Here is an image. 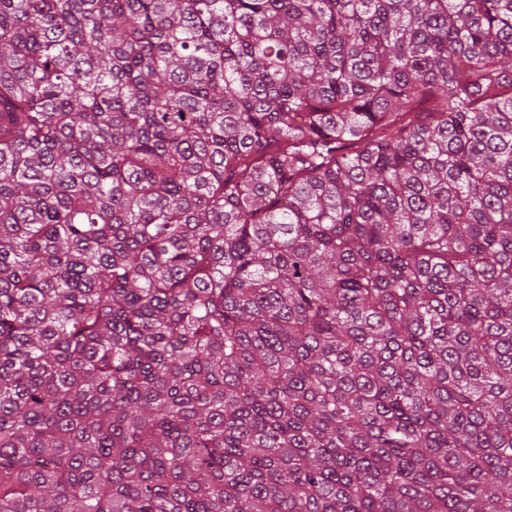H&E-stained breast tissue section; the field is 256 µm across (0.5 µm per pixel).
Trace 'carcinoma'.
<instances>
[{"mask_svg": "<svg viewBox=\"0 0 512 512\" xmlns=\"http://www.w3.org/2000/svg\"><path fill=\"white\" fill-rule=\"evenodd\" d=\"M0 512H512V0H0Z\"/></svg>", "mask_w": 512, "mask_h": 512, "instance_id": "carcinoma-1", "label": "carcinoma"}]
</instances>
